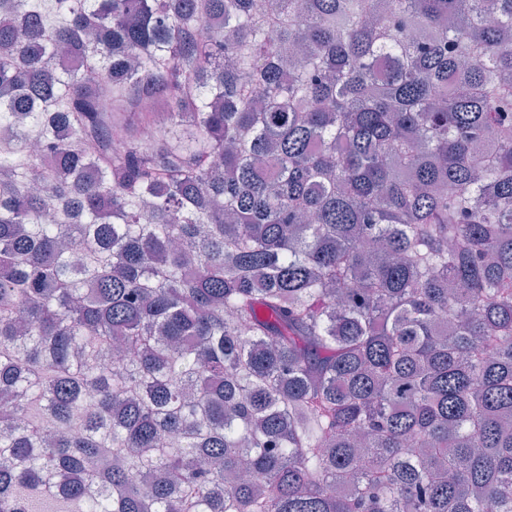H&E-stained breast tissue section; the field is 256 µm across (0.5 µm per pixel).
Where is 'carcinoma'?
Segmentation results:
<instances>
[{
    "label": "carcinoma",
    "mask_w": 512,
    "mask_h": 512,
    "mask_svg": "<svg viewBox=\"0 0 512 512\" xmlns=\"http://www.w3.org/2000/svg\"><path fill=\"white\" fill-rule=\"evenodd\" d=\"M511 72L512 0H0V512H512Z\"/></svg>",
    "instance_id": "1"
}]
</instances>
